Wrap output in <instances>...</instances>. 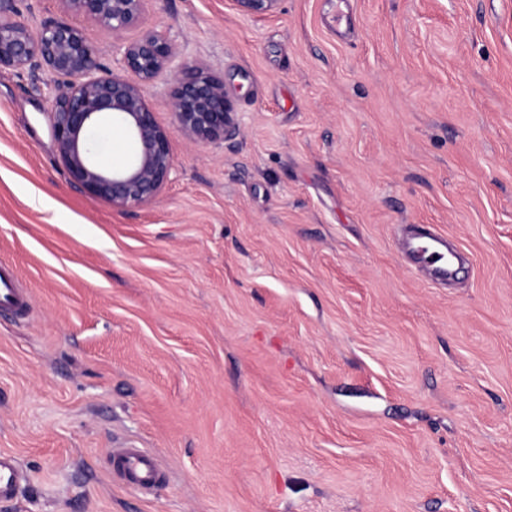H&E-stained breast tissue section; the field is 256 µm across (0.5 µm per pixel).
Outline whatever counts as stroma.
I'll use <instances>...</instances> for the list:
<instances>
[{
    "label": "stroma",
    "instance_id": "1",
    "mask_svg": "<svg viewBox=\"0 0 512 512\" xmlns=\"http://www.w3.org/2000/svg\"><path fill=\"white\" fill-rule=\"evenodd\" d=\"M151 30L235 128L174 134L143 207L72 185L52 76L0 70V259L31 302L0 313L27 476L0 512H512V0H154ZM423 226L462 257L448 283L401 247ZM123 444L152 493L113 474ZM114 459L119 463L125 481L135 488L150 490L162 480L163 471L159 464L143 448H122Z\"/></svg>",
    "mask_w": 512,
    "mask_h": 512
}]
</instances>
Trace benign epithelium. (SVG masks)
I'll return each instance as SVG.
<instances>
[{"mask_svg": "<svg viewBox=\"0 0 512 512\" xmlns=\"http://www.w3.org/2000/svg\"><path fill=\"white\" fill-rule=\"evenodd\" d=\"M74 21H57L34 32L20 22L0 23V68L34 70L66 78L48 110L52 139L70 182L126 210L151 203L174 169L172 131L146 102L142 83L165 70L175 48L160 31H149L123 44L128 78L101 71L96 48L82 23L98 25L115 39L139 23L154 0H59ZM250 14L273 11L278 0H234ZM178 131L190 141L215 142L234 129L224 81L194 61H183L167 102ZM112 115L137 145L133 159L118 168L93 160L86 131Z\"/></svg>", "mask_w": 512, "mask_h": 512, "instance_id": "benign-epithelium-1", "label": "benign epithelium"}]
</instances>
